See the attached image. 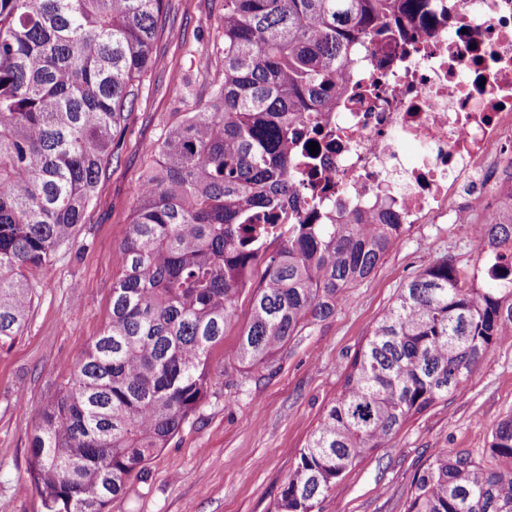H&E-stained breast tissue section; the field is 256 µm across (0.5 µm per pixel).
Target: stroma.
Segmentation results:
<instances>
[{"label":"stroma","instance_id":"stroma-1","mask_svg":"<svg viewBox=\"0 0 512 512\" xmlns=\"http://www.w3.org/2000/svg\"><path fill=\"white\" fill-rule=\"evenodd\" d=\"M223 13L224 0H168L154 45L163 64L141 78L119 156L75 238L56 252L22 336L0 347V512H45L28 485L27 438L110 317L118 246L152 162L143 146L207 104L222 70L211 50ZM189 81L198 91L193 102L181 95ZM445 256L469 271L477 266L474 244L455 225H415L367 280L348 290L332 317L288 343L276 370L246 377L233 360L249 315L248 298H240L223 348L209 359L205 404L107 512H271L372 325L402 284ZM509 414L512 342L493 347L464 389L412 417L385 447L363 457L322 502V512H406L433 449L485 457L494 429Z\"/></svg>","mask_w":512,"mask_h":512}]
</instances>
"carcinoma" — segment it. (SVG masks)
I'll use <instances>...</instances> for the list:
<instances>
[{
  "mask_svg": "<svg viewBox=\"0 0 512 512\" xmlns=\"http://www.w3.org/2000/svg\"><path fill=\"white\" fill-rule=\"evenodd\" d=\"M166 0H0V345L21 335L46 271L94 198ZM427 0H224L209 107L150 154L118 249L112 313L39 414L28 473L47 512H105L207 398V363L236 302L234 359L272 370L410 230L387 213L309 224L293 162L336 109L356 51L422 20ZM479 286L444 257L402 288L300 449L273 512H320L344 473L460 390L512 337V211L483 224ZM407 512H512V415L486 459L434 449Z\"/></svg>",
  "mask_w": 512,
  "mask_h": 512,
  "instance_id": "cac0c4a2",
  "label": "carcinoma"
}]
</instances>
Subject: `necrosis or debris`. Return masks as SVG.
Segmentation results:
<instances>
[{"mask_svg":"<svg viewBox=\"0 0 512 512\" xmlns=\"http://www.w3.org/2000/svg\"><path fill=\"white\" fill-rule=\"evenodd\" d=\"M433 2L430 20L368 46L317 155H297L314 223L388 205L466 235L512 206V0Z\"/></svg>","mask_w":512,"mask_h":512,"instance_id":"4bbe7bcc","label":"necrosis or debris"}]
</instances>
